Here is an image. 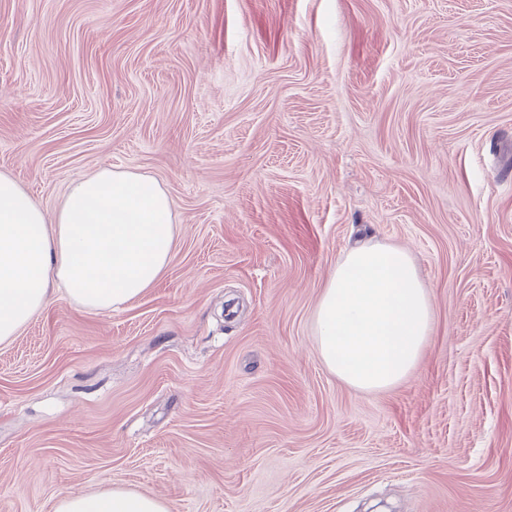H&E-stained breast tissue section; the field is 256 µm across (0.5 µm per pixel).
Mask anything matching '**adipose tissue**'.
Masks as SVG:
<instances>
[{
  "instance_id": "obj_1",
  "label": "adipose tissue",
  "mask_w": 512,
  "mask_h": 512,
  "mask_svg": "<svg viewBox=\"0 0 512 512\" xmlns=\"http://www.w3.org/2000/svg\"><path fill=\"white\" fill-rule=\"evenodd\" d=\"M172 201L154 177L102 168L71 184L47 217L0 172V344L10 343L63 285L80 307L136 300L167 270L176 244ZM429 291L411 254L367 243L331 271L314 314L325 368L352 389H391L416 370L432 331ZM55 512H170L126 489L60 492Z\"/></svg>"
}]
</instances>
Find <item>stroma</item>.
Returning a JSON list of instances; mask_svg holds the SVG:
<instances>
[{"instance_id": "stroma-1", "label": "stroma", "mask_w": 512, "mask_h": 512, "mask_svg": "<svg viewBox=\"0 0 512 512\" xmlns=\"http://www.w3.org/2000/svg\"><path fill=\"white\" fill-rule=\"evenodd\" d=\"M102 167L163 184L176 247L0 345V512H512V0H0V171L51 217ZM362 238L434 309L380 392L313 331ZM55 512H170L168 505L151 495L126 489L89 493L61 491Z\"/></svg>"}]
</instances>
